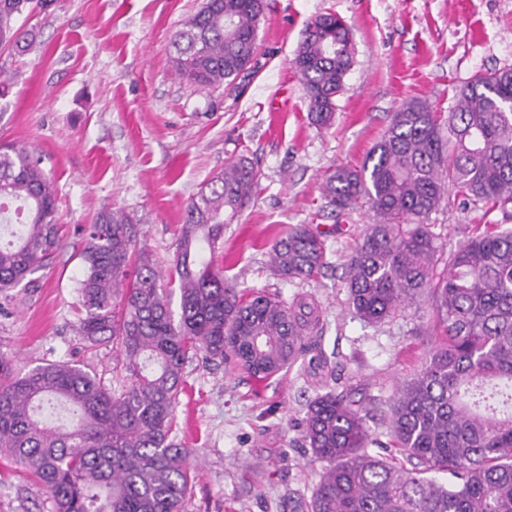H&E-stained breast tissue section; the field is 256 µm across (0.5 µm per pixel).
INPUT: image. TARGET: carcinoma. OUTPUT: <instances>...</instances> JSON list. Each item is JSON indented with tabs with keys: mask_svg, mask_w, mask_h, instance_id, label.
Instances as JSON below:
<instances>
[{
	"mask_svg": "<svg viewBox=\"0 0 512 512\" xmlns=\"http://www.w3.org/2000/svg\"><path fill=\"white\" fill-rule=\"evenodd\" d=\"M41 3L0 0L1 50H24L16 21ZM263 11L264 0H206L172 41L178 76L207 90L233 84L253 60ZM353 55L340 16L321 14L306 29L292 65L312 124L332 123ZM510 106L512 69L477 75L447 118L409 102L361 167L325 179L332 210L363 200L377 216L346 264L354 313L380 323L425 298L437 339L384 401L400 465L367 451L368 409L333 388L308 401L302 439L323 464L310 512H512V229L487 225L445 256L427 223L449 185L475 203H512ZM257 185L240 158L186 206L170 274L177 313L133 240V216L105 207L87 225L78 333L88 348L112 345L116 385L68 362L16 374L0 351V453L46 488L54 512H184L195 449L172 432L189 352L230 360L258 380L308 353L327 364L312 341L321 330L314 301L247 297L206 258L218 249L224 212L242 208ZM55 201L41 161L23 146H0V205L23 214L0 243L3 299L60 245ZM269 264L282 280L306 281L325 267V243L298 225L274 242Z\"/></svg>",
	"mask_w": 512,
	"mask_h": 512,
	"instance_id": "carcinoma-1",
	"label": "carcinoma"
}]
</instances>
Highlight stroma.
<instances>
[{"instance_id":"35a3bbf8","label":"stroma","mask_w":512,"mask_h":512,"mask_svg":"<svg viewBox=\"0 0 512 512\" xmlns=\"http://www.w3.org/2000/svg\"><path fill=\"white\" fill-rule=\"evenodd\" d=\"M203 3L47 0L18 20L31 33L25 51L0 50L12 80L0 99V145L40 158L60 224V246L32 287L0 304V351L21 373L65 361L111 383V348H87L75 331L84 227L104 207L125 209L138 247L169 274L186 204L227 163L248 158L259 183L244 207L225 214L215 264L246 293L314 296L328 365L300 359L258 381L204 353L190 356L173 435L199 455L187 512H292L308 506L322 471L301 437L307 402L329 385L355 401L386 400L432 342L429 304L375 325L349 308L344 265L373 214L365 205L325 208L323 182L336 167H360L408 102L446 113L476 75L512 69V0H265L251 69L206 91L176 75L172 47ZM325 13L346 22L354 63L332 124L319 128L291 61ZM281 96L284 110L271 111ZM428 221L447 251L483 225H512V203L458 200ZM300 224L321 232L327 265L291 283L271 274L268 250ZM0 512H53L46 489L2 458Z\"/></svg>"}]
</instances>
